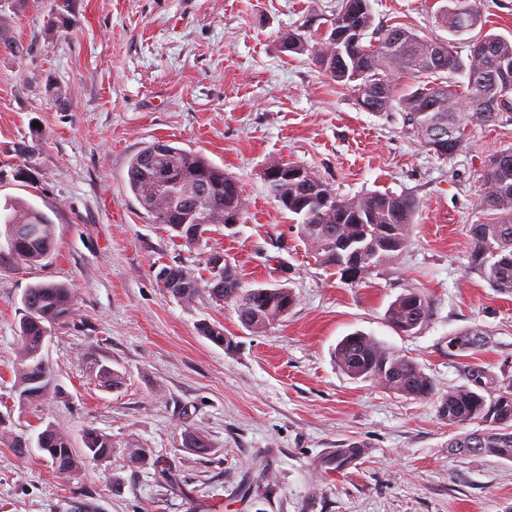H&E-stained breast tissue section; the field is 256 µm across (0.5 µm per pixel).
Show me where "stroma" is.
<instances>
[{
    "instance_id": "stroma-1",
    "label": "stroma",
    "mask_w": 512,
    "mask_h": 512,
    "mask_svg": "<svg viewBox=\"0 0 512 512\" xmlns=\"http://www.w3.org/2000/svg\"><path fill=\"white\" fill-rule=\"evenodd\" d=\"M450 0H370L375 24L451 40L467 57L471 34L450 36ZM337 0H73V31L51 29L48 6L25 0L13 33L27 49L0 56V163L38 123L42 140L23 177L0 180V203L24 199L55 224V251L36 265L0 259V414L17 434L46 423L74 443L110 435L111 458L59 478L38 451L0 443V512H512V461L461 456L457 427L439 398L472 383L512 385V296L467 268L466 227L491 222L479 177L512 147V112L469 132L442 159L402 114L360 109L310 54L282 51L298 33L320 39ZM60 84L62 101L45 95ZM176 141L235 176L246 203L239 224L206 242L228 256L244 287L291 289L295 305L255 333L234 307L200 289L182 303L156 274L183 265L203 276L201 250L174 242L126 186L130 158L153 139ZM273 158L296 162L342 198L380 191L413 197L412 244L366 282L344 283L299 238L261 173ZM39 282L67 285L77 312L51 329L43 354L56 393L35 408L13 397L22 296ZM432 303L411 332L385 319L405 288ZM222 325L235 345L213 344L201 323ZM467 327L485 331L477 353H449ZM353 332L375 337L430 375L435 397L415 399L353 381L333 351ZM124 375L103 387L83 359ZM199 431L212 450L186 448ZM150 449L134 466L128 446ZM173 481H166V474Z\"/></svg>"
}]
</instances>
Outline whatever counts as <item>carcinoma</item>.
Instances as JSON below:
<instances>
[{
    "instance_id": "cac0c4a2",
    "label": "carcinoma",
    "mask_w": 512,
    "mask_h": 512,
    "mask_svg": "<svg viewBox=\"0 0 512 512\" xmlns=\"http://www.w3.org/2000/svg\"><path fill=\"white\" fill-rule=\"evenodd\" d=\"M442 23L448 31L461 35L481 21L480 0H451ZM15 17L0 10V56H15L23 46L12 36ZM52 26L69 31L73 26L69 0H57ZM483 46L477 56L460 58L449 43L421 38L402 28L374 27L369 0H339L327 35L310 46L303 37L290 34L282 43L286 52L310 51L312 59L330 78L349 87L361 99L379 95L377 111L395 106L403 112L404 123L425 147L440 158H452L467 143L471 127L498 123L512 112V92L489 74L512 75V39L484 34L475 42ZM478 75L463 89L442 84L444 76L457 73ZM410 75L417 88L399 96L396 79ZM448 129V139L435 141L429 130ZM39 135L21 141L16 150L20 169L31 159ZM302 176L286 183L268 182L279 206L293 216L300 238L319 264L346 278L354 267L363 281L396 262L409 248L413 218L418 203L411 197L370 192L341 198L335 190L306 167L290 163ZM127 187L152 223L170 228L183 245L202 247L208 227L226 223L233 211L241 216L245 201L237 180L204 155L187 150L172 140L156 139L135 153L127 169ZM481 200L497 217L489 224H469L471 241L468 270L478 274L500 294L512 295V149L496 154L480 175ZM0 224L11 240L8 254L21 264H38L55 249L54 223L47 213L19 199L0 205ZM35 225L32 237H16L14 231ZM210 277L206 285L213 299L233 303L240 323L261 332L288 315L295 303L292 291L284 287L245 288L231 262L224 261L222 273L213 272L212 257L205 259ZM24 315L19 326L20 343L14 365V392L19 405L38 406L56 389L51 369L42 354L43 339L51 327L75 316V300L70 288L54 282L36 283L22 297ZM431 301L415 288H407L389 304L386 320L402 332H410L427 322ZM486 333L465 329L448 337V351H476L486 344ZM338 367L354 380L371 381L390 391L426 399L434 395L432 378L421 366L378 342L374 337L353 333L344 337L334 353ZM90 369L108 388L117 389L124 376L89 357ZM441 419L449 424H476L478 428L454 437L448 447L462 456L492 455L512 461V387L498 394L484 395L469 387L450 388L438 406ZM22 456L34 446L63 479L77 475L86 461H104L112 456V437L95 430L84 434L83 447L72 444L70 436L49 422L34 438L13 434L7 419L0 415V439ZM185 445L207 454L208 438L190 432Z\"/></svg>"
}]
</instances>
